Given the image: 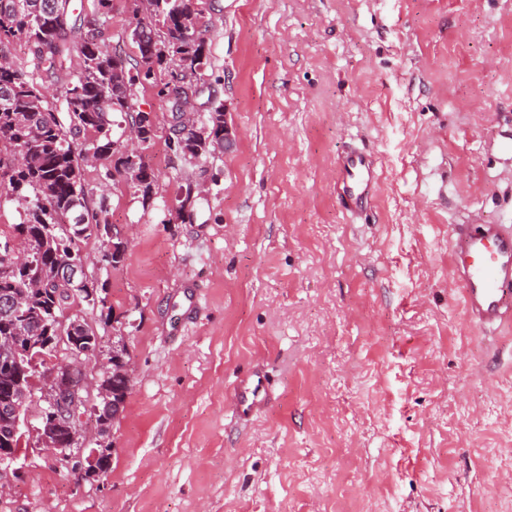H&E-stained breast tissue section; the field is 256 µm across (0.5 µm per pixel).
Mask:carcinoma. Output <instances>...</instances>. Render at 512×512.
Masks as SVG:
<instances>
[{
  "mask_svg": "<svg viewBox=\"0 0 512 512\" xmlns=\"http://www.w3.org/2000/svg\"><path fill=\"white\" fill-rule=\"evenodd\" d=\"M158 17L162 37L152 40V30L140 31L137 42L144 68L127 62L106 45L107 0H97V10L87 21L79 42L72 39L71 0H0V58L7 45L24 40L30 59L24 70L8 61L0 65V188L24 202L25 218L15 225L22 239L26 265L11 267L10 240L0 241V299L24 293L23 307L13 313L0 311V336L23 328L39 339L55 335L56 318L75 302L90 307L104 303L88 298L84 284L68 290L54 284L63 264L84 266L82 244L91 236L105 242L103 260L116 269L125 260L127 245L112 238L104 217L106 205L90 202L83 164L94 159L114 160L113 169L130 172L136 191L148 200L154 173L140 155L122 156L113 138L111 116L130 119L143 143L152 144L156 123L135 109L131 86L155 83V68L177 60L192 74L210 65L206 40L198 26L192 0H147ZM79 54V75L67 86L62 110L47 98L45 83L69 69L73 53ZM208 116L199 130L165 140L174 152L208 157L224 149V104L209 100ZM197 199L191 186L180 188L176 219L191 218ZM33 355L20 343L13 369L0 370V406L3 400L19 402L28 391L27 377L46 371L43 362L32 365ZM101 386L111 403H124L128 394L116 369L103 375ZM13 417L0 412V448L21 447L12 437Z\"/></svg>",
  "mask_w": 512,
  "mask_h": 512,
  "instance_id": "1",
  "label": "carcinoma"
}]
</instances>
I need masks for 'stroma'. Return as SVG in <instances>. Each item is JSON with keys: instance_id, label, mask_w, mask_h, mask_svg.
Returning <instances> with one entry per match:
<instances>
[{"instance_id": "1", "label": "stroma", "mask_w": 512, "mask_h": 512, "mask_svg": "<svg viewBox=\"0 0 512 512\" xmlns=\"http://www.w3.org/2000/svg\"><path fill=\"white\" fill-rule=\"evenodd\" d=\"M134 0L108 42L139 59ZM238 141L183 161L155 88L151 202L87 166L125 261L82 245L104 303L72 305L133 386L118 420L60 462L32 438L0 512H512V324L468 321L451 225H512V0H194ZM370 153L378 190L336 200L339 154ZM206 184L175 221L186 179ZM260 366L273 400L232 411ZM105 446L106 471L90 472Z\"/></svg>"}]
</instances>
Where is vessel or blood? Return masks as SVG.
Wrapping results in <instances>:
<instances>
[{"instance_id":"obj_1","label":"vessel or blood","mask_w":512,"mask_h":512,"mask_svg":"<svg viewBox=\"0 0 512 512\" xmlns=\"http://www.w3.org/2000/svg\"><path fill=\"white\" fill-rule=\"evenodd\" d=\"M338 200L344 210H363L377 186L376 162L366 153L348 152L337 175ZM449 264L461 286L468 320L491 327L512 321V228L502 224L455 225L451 231ZM269 382L251 373L234 388L233 407L255 413L268 403Z\"/></svg>"}]
</instances>
